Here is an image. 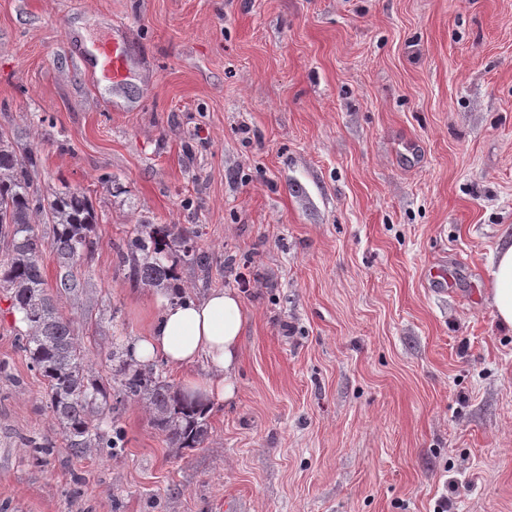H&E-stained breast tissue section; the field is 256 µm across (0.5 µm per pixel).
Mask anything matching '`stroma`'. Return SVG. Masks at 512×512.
<instances>
[{
  "label": "stroma",
  "mask_w": 512,
  "mask_h": 512,
  "mask_svg": "<svg viewBox=\"0 0 512 512\" xmlns=\"http://www.w3.org/2000/svg\"><path fill=\"white\" fill-rule=\"evenodd\" d=\"M0 130L93 205L54 299L104 386L155 310L116 255L136 225L198 231L187 293L252 313L200 447L130 399L124 448L76 457L0 289V512H512V331L483 301L512 0H0ZM100 53L103 56L104 70L113 80L121 79L125 71V55L123 50L119 46L113 45L111 47L107 42H103L100 46Z\"/></svg>",
  "instance_id": "1"
}]
</instances>
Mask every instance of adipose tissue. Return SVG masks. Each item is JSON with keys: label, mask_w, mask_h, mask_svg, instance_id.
Here are the masks:
<instances>
[{"label": "adipose tissue", "mask_w": 512, "mask_h": 512, "mask_svg": "<svg viewBox=\"0 0 512 512\" xmlns=\"http://www.w3.org/2000/svg\"><path fill=\"white\" fill-rule=\"evenodd\" d=\"M485 273L488 303L498 322L512 328V237L501 238ZM154 303L157 313L147 334L130 345L132 362L147 364L159 358L174 368L205 362L208 375L185 382L189 399L203 406L216 399L233 400L241 341L250 320L237 290L195 298L181 288H164L155 294Z\"/></svg>", "instance_id": "ef3b65f1"}]
</instances>
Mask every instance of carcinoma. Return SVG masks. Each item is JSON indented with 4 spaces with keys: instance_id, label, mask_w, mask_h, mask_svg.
Instances as JSON below:
<instances>
[{
    "instance_id": "obj_1",
    "label": "carcinoma",
    "mask_w": 512,
    "mask_h": 512,
    "mask_svg": "<svg viewBox=\"0 0 512 512\" xmlns=\"http://www.w3.org/2000/svg\"><path fill=\"white\" fill-rule=\"evenodd\" d=\"M37 164L32 153L17 154L8 136L0 132V232L7 239V257L0 274V288L10 291L13 308L21 315L26 331L19 349L30 367L47 382L50 409L75 456L99 448L124 447V433L115 418L94 422L97 395L101 410L118 413L127 399L146 402L152 409V423L166 433L174 448H197L208 435V409L187 402L183 393L162 380L154 365L131 368L121 361L116 368L119 381L113 404L92 381L87 355L74 330L58 311L48 292L39 253L42 243L34 219L56 226L53 249L59 264L57 287L67 293L82 287L78 263L89 248L88 232L96 223L91 201L83 192L64 188L52 196L35 186ZM196 233L142 224L119 250L118 260L129 265L143 285L165 288L174 278L169 252L179 241L190 260L207 265L209 256L196 250Z\"/></svg>"
}]
</instances>
